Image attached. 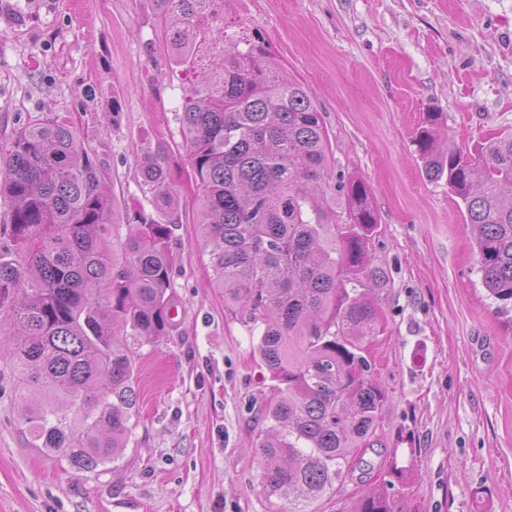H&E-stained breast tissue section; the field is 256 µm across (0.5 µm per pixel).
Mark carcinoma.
Masks as SVG:
<instances>
[{
  "mask_svg": "<svg viewBox=\"0 0 512 512\" xmlns=\"http://www.w3.org/2000/svg\"><path fill=\"white\" fill-rule=\"evenodd\" d=\"M149 2L172 71L201 79L180 116L200 236L273 382L258 445L262 492L280 512H316L313 503L354 480L360 449L384 446L387 395L368 352L383 281L369 257L371 191L330 176L309 91L280 75L262 36L228 33L224 0ZM441 116L427 113L414 143L426 177L445 180L464 206L482 284L503 311L512 304V132L463 150L440 142ZM0 159V322L9 325L0 347L34 395L23 432L74 473H95L126 448L140 348L173 325L178 196L164 157L142 155L139 184L169 223L136 210L115 246L113 203L70 122L28 114ZM332 178L348 202L340 215L324 201ZM393 489L387 481L361 494L348 512H403Z\"/></svg>",
  "mask_w": 512,
  "mask_h": 512,
  "instance_id": "1",
  "label": "carcinoma"
}]
</instances>
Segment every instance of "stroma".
Listing matches in <instances>:
<instances>
[{"instance_id": "obj_1", "label": "stroma", "mask_w": 512, "mask_h": 512, "mask_svg": "<svg viewBox=\"0 0 512 512\" xmlns=\"http://www.w3.org/2000/svg\"><path fill=\"white\" fill-rule=\"evenodd\" d=\"M309 87L335 173L367 183L386 278L371 346L388 395L387 456L405 512H512V313L477 271L473 229L414 138L426 113L468 149L512 131V0H224ZM148 0H0V143L27 113L72 118L116 212L148 207L137 158L163 152L179 191L173 328L144 345L121 457L76 475L30 447V394L0 360V512H275L261 492L259 413L271 382L230 314L197 203L180 114Z\"/></svg>"}]
</instances>
